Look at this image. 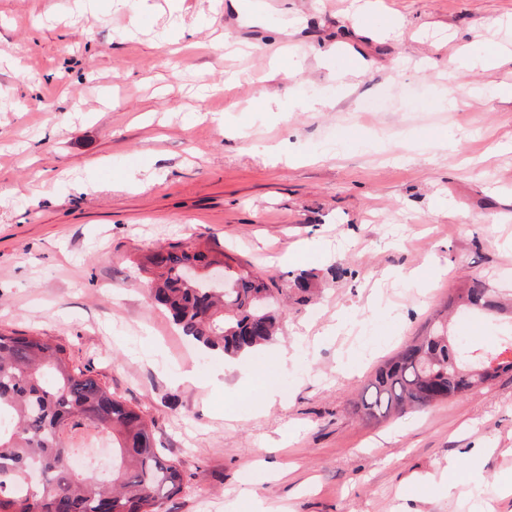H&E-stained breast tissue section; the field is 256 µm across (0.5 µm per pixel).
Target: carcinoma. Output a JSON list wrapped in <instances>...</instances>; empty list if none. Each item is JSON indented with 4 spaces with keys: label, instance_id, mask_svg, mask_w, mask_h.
<instances>
[{
    "label": "carcinoma",
    "instance_id": "1",
    "mask_svg": "<svg viewBox=\"0 0 512 512\" xmlns=\"http://www.w3.org/2000/svg\"><path fill=\"white\" fill-rule=\"evenodd\" d=\"M188 263L224 265L231 287L216 291L205 274L184 278ZM137 267L149 274L147 299L202 351L249 353L271 342L284 318L264 278L247 267L232 270L195 242L151 252ZM448 304L474 313L492 307L480 280ZM509 350L512 343L480 352L437 320L376 369L356 412L378 420L458 398L512 371V359L502 358ZM0 416V512H160L182 490L183 472L157 448L143 414L46 336L0 331ZM92 431L112 437L110 480L93 482L70 467L75 439Z\"/></svg>",
    "mask_w": 512,
    "mask_h": 512
}]
</instances>
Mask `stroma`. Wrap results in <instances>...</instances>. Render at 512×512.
I'll list each match as a JSON object with an SVG mask.
<instances>
[{
    "label": "stroma",
    "instance_id": "35a3bbf8",
    "mask_svg": "<svg viewBox=\"0 0 512 512\" xmlns=\"http://www.w3.org/2000/svg\"><path fill=\"white\" fill-rule=\"evenodd\" d=\"M274 2L97 0L89 15L0 0V328L50 336L153 421L184 473L161 512H512V496L477 491L512 483V371L423 411L353 412L472 280L504 305L476 317V343L512 333V99L481 94L512 88V56L448 70L512 49V0H376L390 34L353 0ZM183 22L200 49L165 45ZM225 37L249 52L212 46ZM320 50L356 69L352 90ZM274 61L283 75L265 80ZM234 71L249 81L225 86ZM452 83L471 93L451 109ZM267 96L278 111H261ZM281 143L291 164L268 154ZM188 238L289 291L312 277L224 389L223 353L149 306L134 266Z\"/></svg>",
    "mask_w": 512,
    "mask_h": 512
}]
</instances>
